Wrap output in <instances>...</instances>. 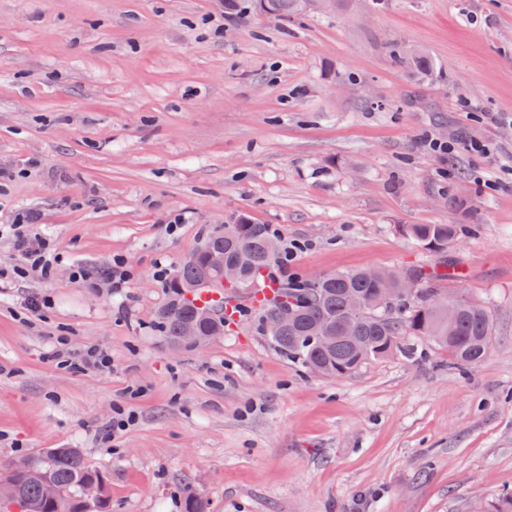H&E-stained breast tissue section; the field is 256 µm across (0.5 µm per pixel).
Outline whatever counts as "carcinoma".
<instances>
[{"label":"carcinoma","instance_id":"cac0c4a2","mask_svg":"<svg viewBox=\"0 0 512 512\" xmlns=\"http://www.w3.org/2000/svg\"><path fill=\"white\" fill-rule=\"evenodd\" d=\"M313 0H256L254 7L276 17L286 18L312 10ZM398 64L425 73L437 70L436 63L417 49L393 50ZM457 224H408L405 235L426 251L445 253L448 237L459 235ZM270 235L265 225L254 224L241 215L214 231L207 238L213 247L224 251V263L239 268L247 289L256 293L268 282V271L280 263V256L267 251ZM206 271L204 257L181 266L182 281H195ZM403 276L414 278L419 294L402 298L396 288ZM459 276L455 261L448 258L440 266L427 270L421 265L397 268L391 279L378 282L366 269L336 272L314 282L289 279L276 282V297L265 303L261 318L283 307L293 310L295 324L279 338L269 342L288 360L311 373L327 377H345L364 364L392 355L414 359L420 355L414 340L426 338L448 350L456 369L464 372L480 363L489 352L494 321L486 309H476L464 301H453V310L431 304L439 285ZM168 301L158 309L155 327L171 343L179 344L181 322L195 315V306L183 301L172 282ZM355 294L366 303V311L355 316L347 300ZM331 325L336 330V345L324 347L311 339L313 330ZM50 463L42 456H31L5 464L18 477L19 512H106L108 500L88 504L81 498V487L88 481L105 480L91 468L78 448H53ZM49 470L50 478L61 488L63 499L54 504L45 500L39 473ZM473 512H512V490H502L474 505Z\"/></svg>","mask_w":512,"mask_h":512}]
</instances>
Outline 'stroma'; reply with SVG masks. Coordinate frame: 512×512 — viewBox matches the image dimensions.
<instances>
[{
	"instance_id": "obj_1",
	"label": "stroma",
	"mask_w": 512,
	"mask_h": 512,
	"mask_svg": "<svg viewBox=\"0 0 512 512\" xmlns=\"http://www.w3.org/2000/svg\"><path fill=\"white\" fill-rule=\"evenodd\" d=\"M238 2L231 19L222 0H0V225L34 213L60 256L52 278L0 284V463L81 449L112 512H181L189 488L209 512H472L512 489V0L287 20ZM395 44L437 73L399 67ZM240 214L309 242L300 280L434 262L404 225H463L464 274L441 290L487 302L490 351L462 376L422 339L417 359L324 378L254 310L207 346L170 343L156 268ZM32 296L50 305L30 317ZM62 332L111 369L58 368ZM131 385L139 419L113 433Z\"/></svg>"
}]
</instances>
